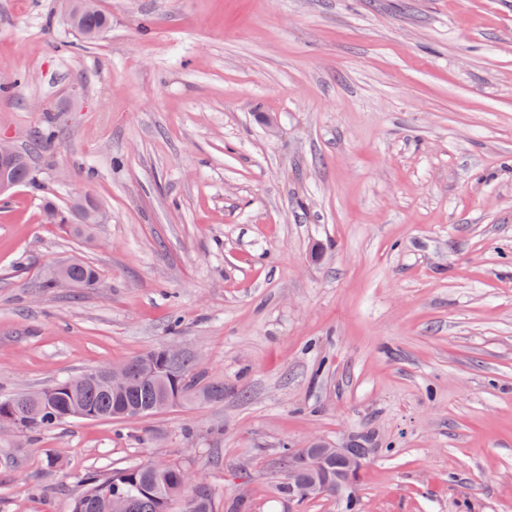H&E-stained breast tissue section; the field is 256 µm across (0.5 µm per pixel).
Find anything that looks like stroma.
<instances>
[{"mask_svg":"<svg viewBox=\"0 0 512 512\" xmlns=\"http://www.w3.org/2000/svg\"><path fill=\"white\" fill-rule=\"evenodd\" d=\"M0 0V395L159 346L220 401L0 432V512L188 463L216 512L282 447L366 442L361 512H512V0ZM53 132V145L33 150ZM92 198L93 241L43 204ZM78 256L93 288L44 286ZM56 466H47V458ZM112 19L99 7L96 12L83 13L77 18V31L86 42H95L111 26ZM22 162L14 169V177L19 186L34 181L28 152L21 151ZM17 148L9 141L0 139V196L12 192L18 183L12 176L14 165L21 159Z\"/></svg>","mask_w":512,"mask_h":512,"instance_id":"35a3bbf8","label":"stroma"}]
</instances>
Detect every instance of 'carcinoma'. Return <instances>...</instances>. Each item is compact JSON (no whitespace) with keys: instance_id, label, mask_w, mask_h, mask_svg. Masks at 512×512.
I'll use <instances>...</instances> for the list:
<instances>
[{"instance_id":"carcinoma-1","label":"carcinoma","mask_w":512,"mask_h":512,"mask_svg":"<svg viewBox=\"0 0 512 512\" xmlns=\"http://www.w3.org/2000/svg\"><path fill=\"white\" fill-rule=\"evenodd\" d=\"M112 19L103 10L83 13L77 18V31L87 42L99 39L111 26ZM22 162L14 169L19 184L34 181L30 155L21 152ZM67 277L80 287L96 284L97 272L89 264L79 261L66 270ZM164 347L151 349L160 362L155 375L143 374L141 357L136 356L125 365L140 377L137 386L128 391L109 392L80 376L65 377L53 385L39 390L0 396V414L11 413L19 421V430L25 433H50L75 419L79 409L88 419L125 421L124 412L131 409L147 416L190 400L211 401L224 398V383L208 381L192 372V359L163 357ZM185 465L169 462L158 467L152 462L115 469L106 474L87 473L80 477L83 492L74 500L71 512H104L105 498L97 489L126 499L127 512H170L171 502L186 496L185 512H215L212 491H197L181 482ZM278 493L299 503L308 501L303 481L299 478L284 480Z\"/></svg>"}]
</instances>
